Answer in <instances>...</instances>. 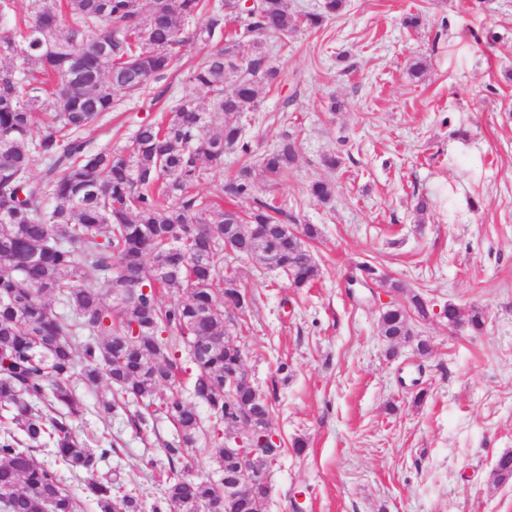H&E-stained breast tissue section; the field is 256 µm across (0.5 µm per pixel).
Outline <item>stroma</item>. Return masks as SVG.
Returning a JSON list of instances; mask_svg holds the SVG:
<instances>
[{
  "mask_svg": "<svg viewBox=\"0 0 512 512\" xmlns=\"http://www.w3.org/2000/svg\"><path fill=\"white\" fill-rule=\"evenodd\" d=\"M410 13L418 27L404 26ZM197 27H185L178 69L84 131L91 149L122 151L181 100L208 107L190 80L209 51ZM264 45L285 80L242 118L252 155L225 153L196 186L214 199L251 165L258 196L322 230L309 287L250 260L231 264L251 298L230 314L233 337L283 445L264 512H512V483L493 476L512 452V0H346L321 28ZM286 136L296 160L269 180L258 160ZM330 153L337 169L321 162ZM318 180L333 187L328 202L309 193ZM365 262L424 294L431 315L412 320V341L380 336L393 295L381 282L358 286ZM450 303L481 311L482 329L449 324ZM76 395L88 446L106 430L118 442L99 475L118 476L143 512L163 497L169 466L216 476L219 428L206 406L197 442L171 464L165 447L179 437L167 418L138 429L137 404L108 417L95 392L80 385Z\"/></svg>",
  "mask_w": 512,
  "mask_h": 512,
  "instance_id": "1",
  "label": "stroma"
}]
</instances>
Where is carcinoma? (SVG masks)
<instances>
[{
  "label": "carcinoma",
  "mask_w": 512,
  "mask_h": 512,
  "mask_svg": "<svg viewBox=\"0 0 512 512\" xmlns=\"http://www.w3.org/2000/svg\"><path fill=\"white\" fill-rule=\"evenodd\" d=\"M345 2L324 0L322 12L299 18L287 0L251 8L224 0L236 23L229 35L210 0H150L146 10L141 0H32L25 15L17 0H0V52L14 56L13 68L0 70V419L14 425L0 432V512H84L56 469L34 457L49 443L69 471L84 475L96 512H142L118 480L98 475L99 461L116 451L114 439L102 435L93 450L77 437L88 408L74 386L104 380L101 411L132 399L148 409L131 416L134 427L164 415L181 440H194L200 414L176 392L183 345L196 368L194 395L224 430L238 429L243 414L270 424L259 392L224 393V373L240 364L224 331L226 296L237 310L248 306L236 277L224 275V234L250 226L237 258L257 263L272 247L291 286L304 288L318 276L307 243L321 230L257 196L248 166L220 187L228 203L250 202L244 212L218 210L195 188L204 163L221 164L226 151L252 153L241 117L280 81L262 39L319 27ZM204 14L196 36L211 49L190 80L212 94L209 109L186 100L167 123L140 125L125 153L88 149L81 131L112 111L117 94H141L175 69L185 23ZM247 33L254 50L244 69L238 46ZM295 159L286 138L260 163L275 179ZM218 281L229 287H215ZM390 288L406 299L379 318L380 335L395 345L412 338L410 317L426 319L430 309L420 294ZM162 293L174 300L159 303ZM443 313L450 325L479 330L484 323L479 310L451 302ZM212 456L220 475L234 472L224 443ZM494 475L512 481V453L498 458ZM269 491L262 478L248 484L235 512H263ZM217 504H224V480L182 474L168 481L152 512Z\"/></svg>",
  "instance_id": "carcinoma-1"
}]
</instances>
